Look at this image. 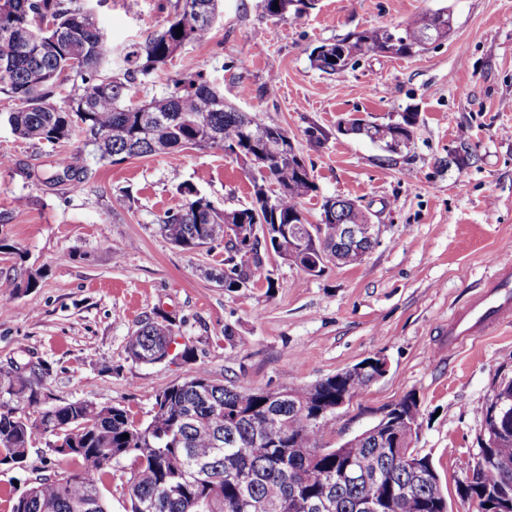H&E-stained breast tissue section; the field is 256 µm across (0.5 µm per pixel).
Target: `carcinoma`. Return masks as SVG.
Instances as JSON below:
<instances>
[{"instance_id": "1", "label": "carcinoma", "mask_w": 512, "mask_h": 512, "mask_svg": "<svg viewBox=\"0 0 512 512\" xmlns=\"http://www.w3.org/2000/svg\"><path fill=\"white\" fill-rule=\"evenodd\" d=\"M25 3L0 11V92L20 102L14 112L0 113L18 137L56 145L80 132L101 159L169 154L176 149L205 148L246 165L253 188L251 202L220 208L191 184H180L179 205L165 212L159 233L175 247L195 252L224 245V288L234 290L241 276L253 280L272 252L288 258V230L305 225L302 199L315 186L301 151L282 148L287 129L268 125L252 112L224 101L217 86L197 74L174 81V89L143 106L126 104L129 83L170 61L186 44L207 38L218 16L219 0H175L166 25L144 44L114 54L100 51L108 43L89 12L87 0H5ZM305 0H263L267 16L283 19L303 13ZM182 27L177 36L176 27ZM447 10L421 12L394 26L350 33L317 46L313 64L328 74H342L366 54L412 56L445 38ZM82 91L68 107L49 102L53 91L71 76ZM418 113L403 111L402 125H359L356 134L387 145L413 144ZM367 221L363 208L339 200L336 210L323 202L316 239H307L297 267L318 273L341 256L359 263L357 251L344 239L348 224ZM240 228L226 240L225 226ZM255 224L267 225L262 239L252 237ZM173 323L163 315L148 319L128 336L125 350L139 364L161 362L173 341ZM370 372L330 375L289 389L273 398L271 390H240L209 379L190 377L151 394L149 419L130 411L98 407L87 401L50 405L39 384L24 378L19 365L0 368V464L15 462V449L44 441L47 448H69L70 467L34 482L35 496L13 499L11 512H108L102 491L112 478L115 458L127 462L120 489L130 512H255L253 503L278 501L281 512H298L296 498L319 505L315 512H364L380 504L387 512H442L448 506L441 480L433 470L415 473L411 457L417 434L399 437L374 425L340 445L323 444L329 417L324 409L337 394L358 397L370 384ZM43 406L40 419L9 405L14 399ZM418 408L415 395L394 404V419L405 421ZM127 438H121V435ZM512 492V470L472 468L462 497L478 500L480 512H491L497 489ZM94 504L93 510L86 505Z\"/></svg>"}]
</instances>
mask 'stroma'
Listing matches in <instances>:
<instances>
[{"label": "stroma", "instance_id": "obj_1", "mask_svg": "<svg viewBox=\"0 0 512 512\" xmlns=\"http://www.w3.org/2000/svg\"><path fill=\"white\" fill-rule=\"evenodd\" d=\"M90 5L117 50L145 42L170 12L168 0ZM442 7L452 30L426 52L370 54L341 75L311 62L321 43ZM199 72L226 102L296 140L317 186L302 202L310 223L320 221L324 198L351 199L379 224L377 245L362 263L319 276L271 254L270 280L230 292L223 247L181 251L157 224L185 182L219 206L247 205L252 186L241 163L198 148L115 163L84 135L51 146L2 123L0 367L47 366L39 381L51 403L85 400L144 421L151 393L190 376L282 390L381 355L387 373L336 412L324 444L338 447L415 394V446L447 485L449 512H479L454 489L474 463L479 410L495 379L512 377V320L456 350L448 324L485 288L491 261L512 266V0H316L299 18L277 22L261 0H221L208 37L136 76L128 99L146 103ZM408 107L418 125L402 155L336 133L349 115L383 122ZM312 124L328 135L318 148L305 136ZM464 142L475 159L461 169L451 155ZM75 151L85 159L78 189L61 176ZM161 313L174 319L179 344L193 347L192 361L128 358L127 336ZM228 327L235 341L225 340ZM68 467L41 442L22 465H0V512L27 484Z\"/></svg>", "mask_w": 512, "mask_h": 512}]
</instances>
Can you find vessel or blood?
Here are the masks:
<instances>
[{
	"label": "vessel or blood",
	"instance_id": "1",
	"mask_svg": "<svg viewBox=\"0 0 512 512\" xmlns=\"http://www.w3.org/2000/svg\"><path fill=\"white\" fill-rule=\"evenodd\" d=\"M511 311L512 276L500 273L492 279L488 290L456 314L451 323L449 347L461 346L482 335Z\"/></svg>",
	"mask_w": 512,
	"mask_h": 512
}]
</instances>
